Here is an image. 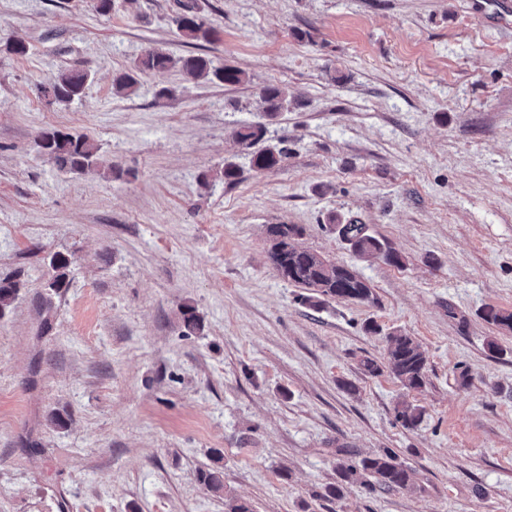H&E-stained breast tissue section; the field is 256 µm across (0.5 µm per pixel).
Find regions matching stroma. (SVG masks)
<instances>
[{"label":"stroma","mask_w":512,"mask_h":512,"mask_svg":"<svg viewBox=\"0 0 512 512\" xmlns=\"http://www.w3.org/2000/svg\"><path fill=\"white\" fill-rule=\"evenodd\" d=\"M183 2L0 0V279L20 285L0 316V512H226L229 494L252 512H512V332L482 316L512 311V23L494 17L512 0H195L213 32L195 42ZM151 49L247 80L172 68L115 95ZM71 69L83 97L48 103L40 85ZM269 84L293 99L267 121L288 156L259 171L234 132ZM50 127L89 136L100 171L40 156ZM333 213L401 265L358 259ZM271 224L302 227L372 301L311 308L269 258ZM396 332L427 357L421 389L362 367ZM385 449L407 487L341 483L337 463ZM215 466L220 493L198 478Z\"/></svg>","instance_id":"35a3bbf8"}]
</instances>
